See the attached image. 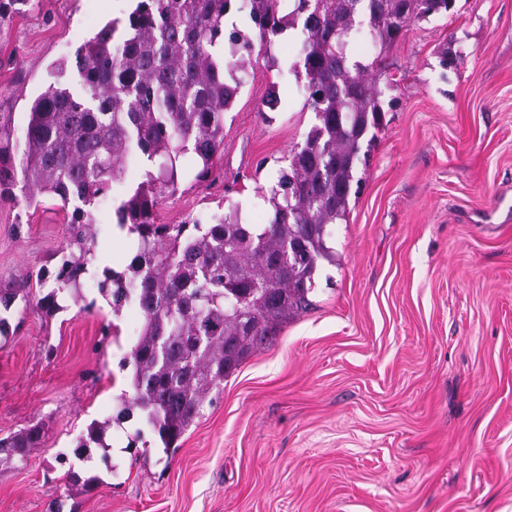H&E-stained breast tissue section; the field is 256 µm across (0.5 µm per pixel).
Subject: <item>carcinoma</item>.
Instances as JSON below:
<instances>
[{"mask_svg":"<svg viewBox=\"0 0 512 512\" xmlns=\"http://www.w3.org/2000/svg\"><path fill=\"white\" fill-rule=\"evenodd\" d=\"M234 0H137L75 50L77 87L62 81L67 62L32 102L24 149L15 158L0 140V195L17 183L28 202L42 196L70 213L69 241L41 306L79 294L94 254L92 208L124 181L131 159L151 163L127 188L113 220L135 240L125 273H108L101 289L117 312L137 305L144 324L127 364L137 408L174 452L211 393L289 320L312 306L323 263L334 264L328 226L346 218L361 141L384 122L377 79L390 49L412 22L446 15L449 0H240L256 40L232 33L218 49ZM367 18L378 52L351 61L349 40ZM302 21L300 48L316 123L289 154L269 202L267 224H245L236 206L203 224H160L162 198L186 179L205 180L224 144V113L240 92L236 72L255 46L270 44ZM41 440L32 426L0 440V454L23 455Z\"/></svg>","mask_w":512,"mask_h":512,"instance_id":"cac0c4a2","label":"carcinoma"}]
</instances>
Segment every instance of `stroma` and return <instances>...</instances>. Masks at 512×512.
Wrapping results in <instances>:
<instances>
[{"label":"stroma","instance_id":"35a3bbf8","mask_svg":"<svg viewBox=\"0 0 512 512\" xmlns=\"http://www.w3.org/2000/svg\"><path fill=\"white\" fill-rule=\"evenodd\" d=\"M135 6L19 0L1 12L0 132L22 145L52 64ZM301 38L290 28L254 52L209 178L165 197L160 223L222 204L269 222L270 190L315 123ZM444 48L456 68L441 66ZM388 61L386 125L361 144L362 190L329 227L336 262L314 309L225 379L174 456L140 412L121 413L135 305L113 313L85 287L45 313L36 274L57 267L66 218L18 187L0 199V289L28 291L0 309V438L42 430L0 460V512H512V0H456L412 23ZM95 216L100 281L133 250L110 206Z\"/></svg>","mask_w":512,"mask_h":512}]
</instances>
